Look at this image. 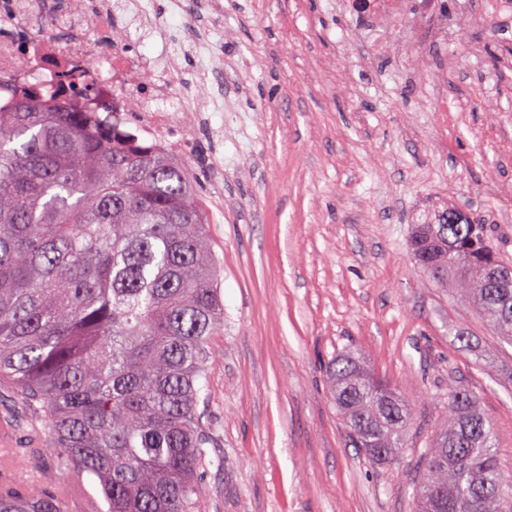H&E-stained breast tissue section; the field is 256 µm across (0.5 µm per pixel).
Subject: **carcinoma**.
Here are the masks:
<instances>
[{
  "instance_id": "obj_1",
  "label": "carcinoma",
  "mask_w": 512,
  "mask_h": 512,
  "mask_svg": "<svg viewBox=\"0 0 512 512\" xmlns=\"http://www.w3.org/2000/svg\"><path fill=\"white\" fill-rule=\"evenodd\" d=\"M0 111V386L45 479L0 473V512H71L57 477L96 480L107 510L205 512L199 480L214 438L197 412L224 303L203 209L182 162L100 132L99 114L57 112L14 84ZM481 224L427 216L409 246L437 284L461 283L512 341V264ZM353 445L394 459L411 402L361 357L332 364ZM50 438L44 447L42 432ZM414 512H512L478 397L448 388V420L420 453Z\"/></svg>"
}]
</instances>
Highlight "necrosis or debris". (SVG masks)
<instances>
[{"mask_svg":"<svg viewBox=\"0 0 512 512\" xmlns=\"http://www.w3.org/2000/svg\"><path fill=\"white\" fill-rule=\"evenodd\" d=\"M345 8L382 27L378 41L382 49L389 44L387 28L397 20H407L414 29H428L432 38L443 36L440 0H346ZM127 21L125 10L114 0H99L96 26L88 28L81 0H71L65 12L43 16L42 23L48 29L75 30V37L61 45L48 37L34 41L1 37L0 78L37 87L45 98L69 108L73 102L60 87L61 71L69 69L84 86L96 90L111 124L120 128L133 124L139 145L184 153L189 143L187 108L171 101L178 53L167 44L151 57L116 50L102 34L123 29Z\"/></svg>","mask_w":512,"mask_h":512,"instance_id":"4bbe7bcc","label":"necrosis or debris"}]
</instances>
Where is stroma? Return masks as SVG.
I'll list each match as a JSON object with an SVG mask.
<instances>
[{
    "label": "stroma",
    "mask_w": 512,
    "mask_h": 512,
    "mask_svg": "<svg viewBox=\"0 0 512 512\" xmlns=\"http://www.w3.org/2000/svg\"><path fill=\"white\" fill-rule=\"evenodd\" d=\"M220 2L213 19L201 0H150L185 47L176 96L224 100L187 112L182 156L224 298L198 405L215 440L207 512H411L455 385L478 396L512 473V344L407 245L419 211L451 203L512 262V14L446 0L444 40L381 55L339 0ZM191 15L212 30L213 75L196 89ZM347 350L415 408L390 464L354 448L336 410L328 366Z\"/></svg>",
    "instance_id": "obj_1"
}]
</instances>
